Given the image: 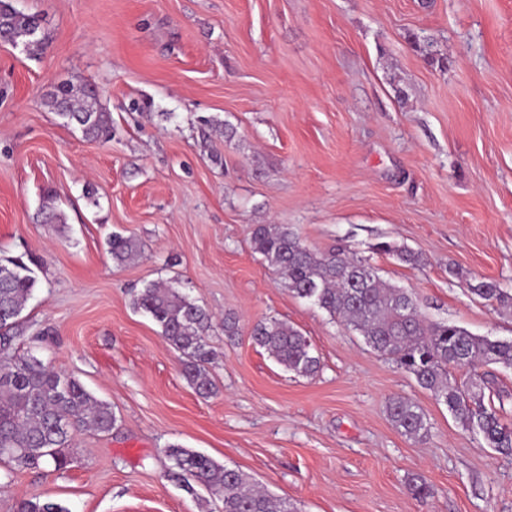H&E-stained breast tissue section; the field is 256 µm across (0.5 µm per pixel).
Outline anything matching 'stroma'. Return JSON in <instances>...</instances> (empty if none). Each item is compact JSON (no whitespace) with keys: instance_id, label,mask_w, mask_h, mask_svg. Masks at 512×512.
I'll list each match as a JSON object with an SVG mask.
<instances>
[{"instance_id":"obj_1","label":"stroma","mask_w":512,"mask_h":512,"mask_svg":"<svg viewBox=\"0 0 512 512\" xmlns=\"http://www.w3.org/2000/svg\"><path fill=\"white\" fill-rule=\"evenodd\" d=\"M11 3L39 15L45 38L36 55L0 44V256L39 261L14 344L109 402L117 424L77 432L64 470L0 464V512L32 497L69 512H220L168 480L172 444L295 512H512V458L289 293L248 238L250 225L287 224L312 249L346 246L428 320L512 337V312L467 290L512 289V0ZM60 83L96 86L109 140L46 105ZM48 192L64 223H41ZM115 233L142 255L113 264ZM166 279L214 316L211 396L132 306ZM272 317L309 337L315 377L252 343ZM395 398L423 410L425 441L392 425ZM413 476L430 496L412 495Z\"/></svg>"}]
</instances>
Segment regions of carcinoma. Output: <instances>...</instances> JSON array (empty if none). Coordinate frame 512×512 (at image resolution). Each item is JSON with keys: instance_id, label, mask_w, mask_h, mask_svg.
I'll return each mask as SVG.
<instances>
[{"instance_id": "carcinoma-1", "label": "carcinoma", "mask_w": 512, "mask_h": 512, "mask_svg": "<svg viewBox=\"0 0 512 512\" xmlns=\"http://www.w3.org/2000/svg\"><path fill=\"white\" fill-rule=\"evenodd\" d=\"M41 20L36 14L16 10L10 0H0V37L23 42L31 54L42 51L37 37ZM48 104L66 124L78 127L91 139L112 135L108 113L101 110L95 86H57ZM46 224H63L55 197H43L40 208ZM250 244L262 260L283 279L288 292L340 319L363 337L374 351L413 376L419 386L468 430L481 435L489 448L512 455V422L504 417V391L496 377L477 371L479 365L512 368V338L478 336L448 322H431L403 288L384 283L368 260L350 256L344 247L317 251L308 247L286 224L250 225ZM112 262L120 266L141 252L130 236L112 235L108 242ZM377 250L399 261L417 265L420 255L382 243ZM37 263L20 257H0V464L60 471L72 463L65 449L74 432L84 429L109 433L116 423L112 407L93 396L78 380L55 371L32 351L13 347L15 329L28 299L37 287ZM470 292L503 309H512V292L494 281L470 285ZM135 310L149 316L161 337L182 355V375L201 396L214 393L206 365L213 359L208 342L210 313L179 286L175 279L158 281L134 298ZM252 341L265 349L286 370L313 377L321 370L320 356L311 341L286 321L269 318L250 330ZM469 369L459 380L455 369ZM394 427L406 437L424 441L429 424L421 409L396 398L387 406ZM169 478L192 493L200 485L223 503L222 512H292L288 503L254 487L250 477L196 451L171 445ZM16 512H68L58 502L37 497L22 499Z\"/></svg>"}]
</instances>
